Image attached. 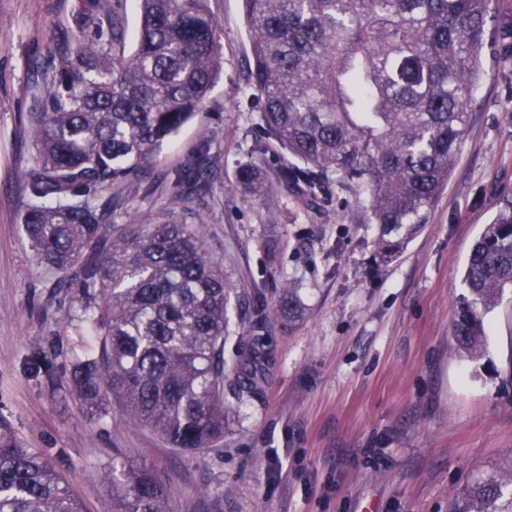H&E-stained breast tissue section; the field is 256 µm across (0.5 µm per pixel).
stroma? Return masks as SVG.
Instances as JSON below:
<instances>
[{
    "instance_id": "35a3bbf8",
    "label": "stroma",
    "mask_w": 512,
    "mask_h": 512,
    "mask_svg": "<svg viewBox=\"0 0 512 512\" xmlns=\"http://www.w3.org/2000/svg\"><path fill=\"white\" fill-rule=\"evenodd\" d=\"M80 0H0V424L49 457L83 512H114L103 475L113 461L151 469L173 512H448L452 492L512 460V291L487 317L486 355L454 351L456 302L469 250L512 196V0H491L496 43L448 187L428 224L393 262L375 252L358 198L336 205L327 183L309 208L280 179L291 158L263 129L247 86L243 0H209L224 63L198 115L162 148L150 177L112 190V220L201 223L231 290L227 362L238 336L269 354L260 391L224 438L194 455L130 423L118 406L89 409L69 394L77 303L25 237L22 175L35 61L76 32ZM205 180L174 191L201 142ZM258 166L261 191L239 180ZM294 282L300 309L279 307ZM262 292L270 317L240 307Z\"/></svg>"
}]
</instances>
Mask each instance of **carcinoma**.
Listing matches in <instances>:
<instances>
[{"instance_id": "cac0c4a2", "label": "carcinoma", "mask_w": 512, "mask_h": 512, "mask_svg": "<svg viewBox=\"0 0 512 512\" xmlns=\"http://www.w3.org/2000/svg\"><path fill=\"white\" fill-rule=\"evenodd\" d=\"M127 50L123 0H82L77 34L35 62L36 158L24 177L22 223L35 259L75 289L79 354L70 392L118 404L172 447L196 454L258 394L267 353L242 336L252 365L224 397L227 285L200 227L112 225L98 193L148 174L169 139L202 109L223 57L207 0H137ZM262 121L297 163L280 179L313 196L332 173L365 197L383 262L427 224L467 131L492 38L490 0H243ZM210 169L202 142L174 187ZM453 324L456 353L486 351L485 318L512 288V198L474 241ZM298 312L296 289L280 300ZM115 512H171L148 468L112 460ZM0 512H82L34 448L0 427ZM449 512H512L495 475L452 494Z\"/></svg>"}]
</instances>
